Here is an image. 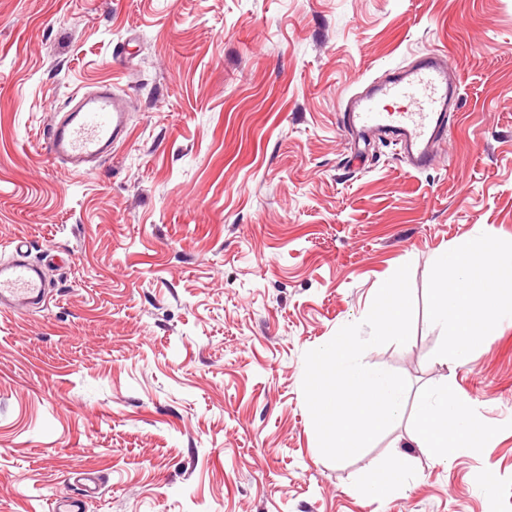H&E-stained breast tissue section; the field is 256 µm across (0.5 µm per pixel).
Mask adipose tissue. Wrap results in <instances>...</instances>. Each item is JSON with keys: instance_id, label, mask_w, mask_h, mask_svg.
Wrapping results in <instances>:
<instances>
[{"instance_id": "ef3b65f1", "label": "adipose tissue", "mask_w": 512, "mask_h": 512, "mask_svg": "<svg viewBox=\"0 0 512 512\" xmlns=\"http://www.w3.org/2000/svg\"><path fill=\"white\" fill-rule=\"evenodd\" d=\"M433 290L431 321L452 358H465L490 331L512 327V244L484 235L468 251L444 253ZM481 432L472 406L451 388L420 394L410 440L436 460L448 462L449 449L474 446Z\"/></svg>"}]
</instances>
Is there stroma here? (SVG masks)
Returning a JSON list of instances; mask_svg holds the SVG:
<instances>
[{
	"mask_svg": "<svg viewBox=\"0 0 512 512\" xmlns=\"http://www.w3.org/2000/svg\"><path fill=\"white\" fill-rule=\"evenodd\" d=\"M436 51L462 77L436 165L357 144L345 98ZM102 83L128 137L66 174L42 136ZM485 232L512 241V0H0V250L48 285L0 312V512L80 472L87 512H512V328L447 362L430 318L440 256ZM404 264L411 337L363 354L404 413L329 461L304 355ZM444 385L485 431L446 464L408 437Z\"/></svg>",
	"mask_w": 512,
	"mask_h": 512,
	"instance_id": "1",
	"label": "stroma"
}]
</instances>
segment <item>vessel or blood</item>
<instances>
[{
	"label": "vessel or blood",
	"instance_id": "obj_1",
	"mask_svg": "<svg viewBox=\"0 0 512 512\" xmlns=\"http://www.w3.org/2000/svg\"><path fill=\"white\" fill-rule=\"evenodd\" d=\"M458 98L454 65L443 54H429L412 65L393 70L384 80L351 96L341 114L342 125L365 137L387 133L417 171L437 160V142ZM69 112L55 119L44 143V152L70 173L85 164L111 156L113 146L126 139L129 113L124 98L103 86L77 91ZM23 241H15V256L0 260V309L22 313L36 309L45 298L40 264L22 253Z\"/></svg>",
	"mask_w": 512,
	"mask_h": 512
}]
</instances>
